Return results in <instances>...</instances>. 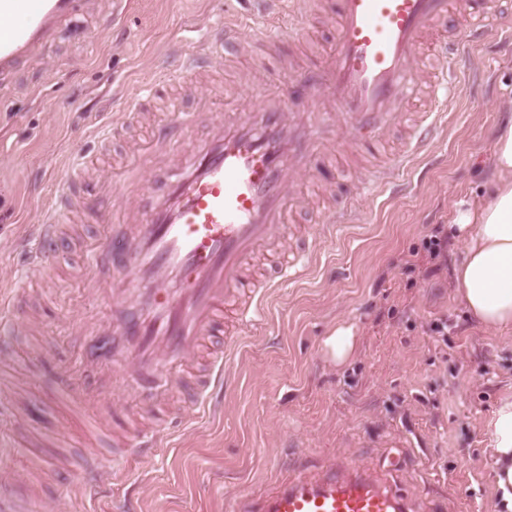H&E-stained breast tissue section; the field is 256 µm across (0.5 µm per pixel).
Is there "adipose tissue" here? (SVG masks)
I'll return each mask as SVG.
<instances>
[{"label": "adipose tissue", "mask_w": 512, "mask_h": 512, "mask_svg": "<svg viewBox=\"0 0 512 512\" xmlns=\"http://www.w3.org/2000/svg\"><path fill=\"white\" fill-rule=\"evenodd\" d=\"M448 234L464 254L455 269L457 295L483 329H512V119L495 136L493 172L479 198L454 202ZM497 512H512V394L484 423Z\"/></svg>", "instance_id": "obj_1"}]
</instances>
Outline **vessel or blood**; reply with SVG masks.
<instances>
[{"label":"vessel or blood","instance_id":"1","mask_svg":"<svg viewBox=\"0 0 512 512\" xmlns=\"http://www.w3.org/2000/svg\"><path fill=\"white\" fill-rule=\"evenodd\" d=\"M82 0H0V80L12 74ZM285 15L242 14L219 23L160 71L151 87L177 92L183 106L156 111L140 94L126 96L118 119L101 125L93 149L71 153L65 175L41 204L39 219L18 243L12 278L0 283V357L11 356L17 333L33 334L29 287L59 262L63 248L80 250L90 265H110L112 294L129 296L120 322L84 324L90 361L71 370L72 403H98L106 383L130 388L112 411L90 422L112 435V464L80 462L81 487L93 496L121 485L132 462L155 453L168 435L154 410L179 391L188 406H210L224 386L229 346L254 335L267 320L268 299L282 283L310 267L322 243L355 223L345 203L321 223H288L306 204L304 180L331 165L337 131L361 149L385 131L406 124V144L391 163L360 173L349 190L359 198L401 191L403 172L429 158L446 126L439 101L447 99L466 62L465 46L498 34L492 0H335L328 51L290 66L288 86L261 71L245 74L265 86L254 108L213 111L223 100L220 81L229 54H242L253 34L281 49L285 29H303L307 0H287ZM428 86L433 105L405 123L411 95ZM122 137L121 163L98 168L114 137ZM149 170L151 181L138 174ZM122 224L118 243L89 241L82 227ZM275 270L260 272V262ZM207 364L183 382L192 354ZM398 461L372 466L333 463L320 471H293L258 498H230L225 512H444L440 500L403 491Z\"/></svg>","mask_w":512,"mask_h":512}]
</instances>
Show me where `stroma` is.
Returning a JSON list of instances; mask_svg holds the SVG:
<instances>
[{"mask_svg": "<svg viewBox=\"0 0 512 512\" xmlns=\"http://www.w3.org/2000/svg\"><path fill=\"white\" fill-rule=\"evenodd\" d=\"M242 0H85L83 10L28 63L0 82V279L13 274L17 241L34 223L67 146L112 116L127 87L142 88L179 46L185 31L207 28ZM299 39H286L301 62L326 51L331 27L322 0ZM512 104V24L496 42L473 50L470 69L447 104V125L425 176H410L397 196L360 200V224L324 243L308 275L276 289L264 328L241 338L224 375L223 412L193 415L172 403L171 435L133 464L111 497L92 500L78 487L76 462L108 457L91 443L79 409L47 397L61 385L82 344L61 333L62 319L119 320L123 308L90 300L108 267L64 257V275L43 307L41 336L20 335L0 363V403L22 398L26 431L0 447V465L17 479L40 475L22 512H224L226 497L257 496L291 468L326 458L358 464L405 461V490L444 499L447 512H495L483 425L512 392V330L481 329L456 295L454 270L463 245L449 240L437 258L425 243L447 228L451 207L474 192L493 164L502 109ZM403 128L380 151L333 148L338 177L384 166L402 149ZM357 328L354 354L332 364L322 341L340 323Z\"/></svg>", "mask_w": 512, "mask_h": 512, "instance_id": "1", "label": "stroma"}]
</instances>
